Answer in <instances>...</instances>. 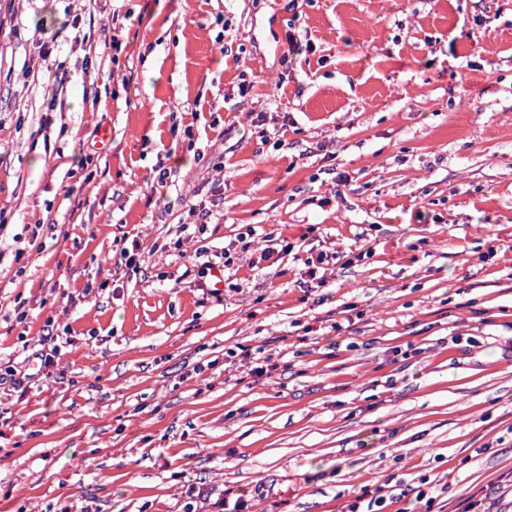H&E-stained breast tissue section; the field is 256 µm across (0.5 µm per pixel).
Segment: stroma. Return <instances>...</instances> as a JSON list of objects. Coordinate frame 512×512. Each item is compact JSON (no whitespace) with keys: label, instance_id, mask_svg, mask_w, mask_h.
I'll list each match as a JSON object with an SVG mask.
<instances>
[{"label":"stroma","instance_id":"35a3bbf8","mask_svg":"<svg viewBox=\"0 0 512 512\" xmlns=\"http://www.w3.org/2000/svg\"><path fill=\"white\" fill-rule=\"evenodd\" d=\"M0 213V512H512V0H0ZM235 247H238V245L234 243L230 248L224 247V251L219 253H210L207 250H200V252L195 253L196 258H207V260H204L200 264L201 274H205V276L210 275L218 279V281L214 283L215 288L211 289L212 292L217 293L220 291V289H218L216 286L224 282V272H226V270L232 269L234 266L235 262L233 254L237 253ZM215 270H218L219 277L213 274Z\"/></svg>","mask_w":512,"mask_h":512}]
</instances>
